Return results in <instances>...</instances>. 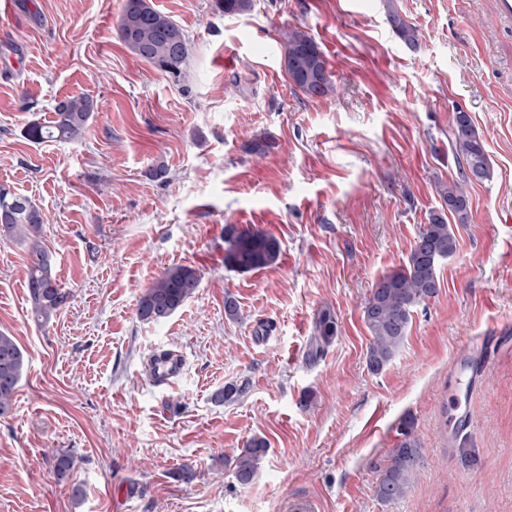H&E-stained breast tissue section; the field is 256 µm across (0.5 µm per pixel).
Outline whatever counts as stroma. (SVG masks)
Listing matches in <instances>:
<instances>
[{
	"label": "stroma",
	"mask_w": 512,
	"mask_h": 512,
	"mask_svg": "<svg viewBox=\"0 0 512 512\" xmlns=\"http://www.w3.org/2000/svg\"><path fill=\"white\" fill-rule=\"evenodd\" d=\"M147 3L185 34L180 74L120 41L124 0H11L0 12V186L43 211L72 294L38 326L28 248L0 240V332L28 359L0 418V512H287L297 495L319 512H512V353L494 356L470 397L472 427L448 428L462 349L512 323V32L479 39L490 0H397L420 31L414 51L383 0H254L245 16L216 0ZM293 27L325 56L328 98L308 100L281 66ZM83 94L95 105L84 137H26ZM458 110L494 176L466 185L469 221L453 227L437 293L374 373L362 309L460 177ZM264 138L268 154L243 151ZM251 210L281 253L239 273L224 265V228ZM176 264L199 270L198 288L167 321L142 322V292ZM325 312L337 334L319 352ZM157 350L182 359L166 386L145 372ZM228 383L242 394L215 402ZM407 416L420 471L384 504L371 464ZM255 435L269 452L243 485L229 460ZM59 449L78 459L61 482ZM186 465L194 479L177 480Z\"/></svg>",
	"instance_id": "1"
}]
</instances>
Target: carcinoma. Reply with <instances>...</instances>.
Instances as JSON below:
<instances>
[{
    "label": "carcinoma",
    "instance_id": "1",
    "mask_svg": "<svg viewBox=\"0 0 512 512\" xmlns=\"http://www.w3.org/2000/svg\"><path fill=\"white\" fill-rule=\"evenodd\" d=\"M393 32L406 46L416 48L418 29L405 20L394 0H384ZM226 15H246L254 8V0H217ZM118 34L124 45L140 59L172 74L180 72L188 54L182 29L166 14L150 7L146 0H125L119 19ZM285 53L281 65L307 97L323 98L334 92L328 79L326 60L315 40L301 29L284 33ZM92 115L87 96L60 102L56 118L45 127L32 124L27 136L44 139L75 140L82 137ZM453 146L461 176L465 182H485L492 178L491 162L483 140L476 132L468 113L453 116ZM443 198L458 223H468L467 196L457 181L448 183ZM44 217L41 209L27 196L0 187V237L29 246L27 286L35 320L50 322L69 303L70 292L62 288L54 272L55 259L42 243ZM457 239L442 216L432 218L423 226L407 263L382 275L373 285L363 308V319L371 334L367 365L373 372L381 371L394 357L407 336L412 309L436 293L439 264L453 256ZM279 241L260 229L224 230V265L240 273L267 268L279 255ZM198 271L186 265L165 269L145 289L138 301V315L147 322H160L175 314L199 286ZM336 334V322L322 315L317 324L315 342L327 344ZM27 360L15 339L0 332V418L12 413L14 395L26 370ZM403 439L391 449L387 459L373 463L377 473L375 494L384 502L403 497L413 482L421 459V444L414 434V421L406 416L399 427ZM268 453L267 440L252 437L235 458V477L242 483L251 481ZM52 467L59 480L67 478L77 459L67 451L52 455Z\"/></svg>",
    "mask_w": 512,
    "mask_h": 512
}]
</instances>
